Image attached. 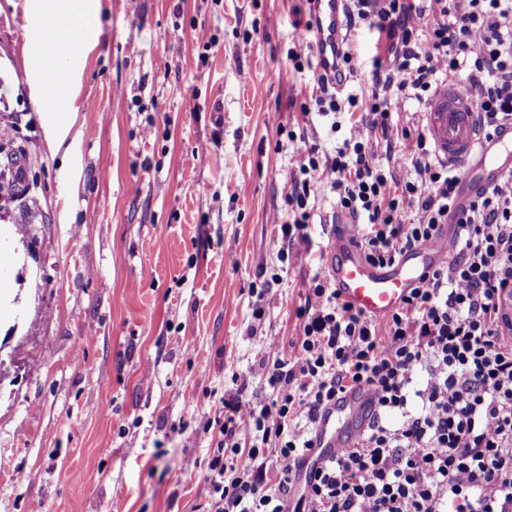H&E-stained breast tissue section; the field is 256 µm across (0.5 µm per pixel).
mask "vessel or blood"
<instances>
[{"mask_svg":"<svg viewBox=\"0 0 512 512\" xmlns=\"http://www.w3.org/2000/svg\"><path fill=\"white\" fill-rule=\"evenodd\" d=\"M318 69L338 65L342 49L341 17L349 0H315ZM426 133L439 160L462 173L458 210L468 209L478 191L496 185L512 173V127L481 136L476 103L459 85L442 84L424 114ZM451 232L441 230L432 240L405 253L394 264L380 267L367 261L357 244V225L347 215L335 224L328 250L330 273L341 299L377 320L398 310L425 274L447 260ZM372 388L363 387L337 397L322 412L316 428V449L333 456L353 447L375 406Z\"/></svg>","mask_w":512,"mask_h":512,"instance_id":"obj_1","label":"vessel or blood"}]
</instances>
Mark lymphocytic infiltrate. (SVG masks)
I'll list each match as a JSON object with an SVG mask.
<instances>
[{"instance_id":"lymphocytic-infiltrate-1","label":"lymphocytic infiltrate","mask_w":512,"mask_h":512,"mask_svg":"<svg viewBox=\"0 0 512 512\" xmlns=\"http://www.w3.org/2000/svg\"><path fill=\"white\" fill-rule=\"evenodd\" d=\"M431 2L426 12L411 0H353L385 42L371 118L334 157L300 148L281 233L307 228L323 185L357 220L369 262L392 264L452 221L450 257L383 320L342 302L330 277L311 278L296 353L263 364L262 393L225 399L213 419L207 512H512V340L498 330V297L512 289V174L455 212L458 171L424 130L394 119L405 98L429 101L448 81L475 98L485 132L512 122V0ZM397 140L409 159L400 172ZM361 385L378 399L356 447L315 459L318 415ZM392 412L399 423L386 421Z\"/></svg>"}]
</instances>
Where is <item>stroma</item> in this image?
Segmentation results:
<instances>
[{"mask_svg":"<svg viewBox=\"0 0 512 512\" xmlns=\"http://www.w3.org/2000/svg\"><path fill=\"white\" fill-rule=\"evenodd\" d=\"M90 2L71 119L40 104L27 0H0V158L21 148L25 184L0 193V512H205V421L258 389L268 344L295 353L328 270L326 187L306 239L279 230L292 139L335 154L381 43L345 17L356 112L306 115L315 69L287 57L302 0ZM203 28L216 45L189 53Z\"/></svg>","mask_w":512,"mask_h":512,"instance_id":"35a3bbf8","label":"stroma"}]
</instances>
